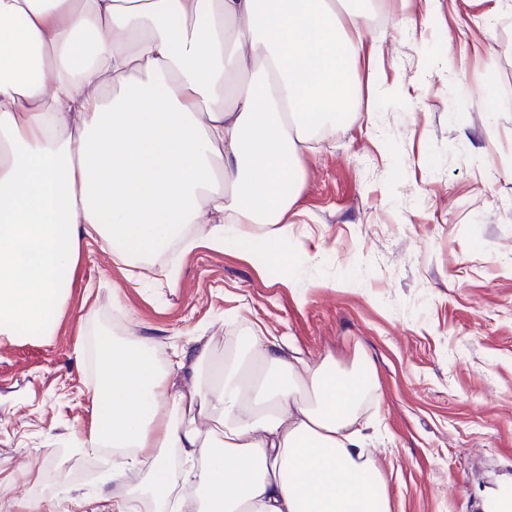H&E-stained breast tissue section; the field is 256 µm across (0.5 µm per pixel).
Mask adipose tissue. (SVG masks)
<instances>
[{
	"mask_svg": "<svg viewBox=\"0 0 512 512\" xmlns=\"http://www.w3.org/2000/svg\"><path fill=\"white\" fill-rule=\"evenodd\" d=\"M369 25L351 0H0V343L51 340L88 240L171 286L155 253L279 259L304 145L362 107ZM251 347L261 380L199 347L178 390L143 342L100 341L112 417L89 445L143 479L90 512H390L366 371Z\"/></svg>",
	"mask_w": 512,
	"mask_h": 512,
	"instance_id": "1",
	"label": "adipose tissue"
}]
</instances>
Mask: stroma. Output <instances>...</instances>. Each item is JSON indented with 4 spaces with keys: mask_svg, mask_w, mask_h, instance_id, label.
Wrapping results in <instances>:
<instances>
[{
    "mask_svg": "<svg viewBox=\"0 0 512 512\" xmlns=\"http://www.w3.org/2000/svg\"><path fill=\"white\" fill-rule=\"evenodd\" d=\"M380 2L368 106L305 154L284 260L200 248L176 287H133L86 244L52 340L0 345V512H82L135 484L88 448L107 421L103 334L146 338L162 364L204 345L220 365L261 328L307 362L367 365L357 409L391 512H486L512 486V8L442 0L401 35Z\"/></svg>",
    "mask_w": 512,
    "mask_h": 512,
    "instance_id": "stroma-1",
    "label": "stroma"
}]
</instances>
